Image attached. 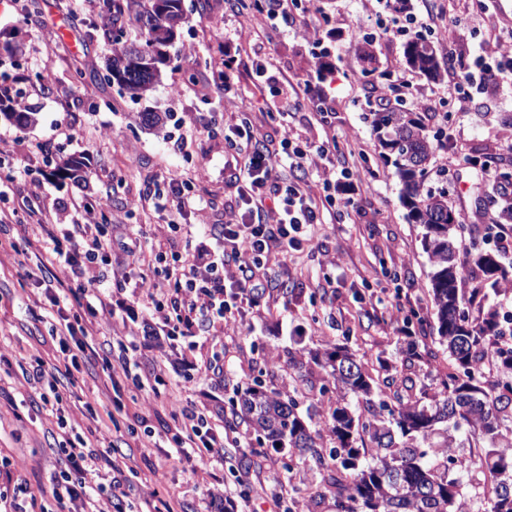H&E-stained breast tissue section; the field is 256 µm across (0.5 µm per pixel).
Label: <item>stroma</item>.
I'll list each match as a JSON object with an SVG mask.
<instances>
[{
	"label": "stroma",
	"instance_id": "1",
	"mask_svg": "<svg viewBox=\"0 0 512 512\" xmlns=\"http://www.w3.org/2000/svg\"><path fill=\"white\" fill-rule=\"evenodd\" d=\"M23 0H0V32L15 33L24 46L17 61L0 62V79L42 74L44 86L23 84L37 115L20 129L0 119V207L16 209L21 224H68L75 218L74 203L103 204L104 222L114 235L130 224L140 225L154 239L171 238L174 251L204 244V228L221 224L235 206V195L224 169V128L249 123L257 138L277 149L285 132L316 143H327L335 157L330 184L337 196L361 189L356 209L321 211L315 225L313 248L293 252L289 275L272 269V281L288 283L287 305L250 314L248 325L224 328L229 352L224 374L208 381L194 378V363L209 358L213 349L203 337L168 339L144 311L113 326L105 315H94L75 305L67 318L84 330L90 341L108 342L109 352L90 364H79L72 383L60 386L62 408L69 423L86 431L90 422L84 404L94 400L100 412H111L105 435L117 460L124 464L131 505L152 494L157 512H208L211 495L231 491L238 512H268L257 494L258 484L274 487L289 481L296 487L297 512H336L333 498L312 507L310 497L321 487L324 471L307 462L286 472L287 451L265 448L250 468L240 466L242 453L234 439L247 427L233 412L237 389L261 379L272 391L291 386L300 411L322 423V385L318 377L297 378L289 363L298 346L322 351L346 345L376 381H390L404 389L407 379H422L427 370L447 372L448 354L437 341L430 321L427 294L430 264L421 246V228L413 224L400 201V184L365 119L379 106L401 100L400 77L419 87L432 108L423 117L431 133L444 143L435 153V169L447 177L427 174L425 186L447 190L453 209L467 218L463 247L483 244V219L497 213L502 180L512 167V142L499 137L512 128V75L504 79L496 97L487 98L470 86L472 110L457 112L455 95L444 82L409 69L404 62V40L378 39L373 43L375 72L362 73L354 51L371 26L384 15L382 0H288L296 21H308L333 31L328 46L329 67L321 78H310L316 47L292 30L267 25L256 10H231L226 0H184V21L170 50L172 63L161 84L140 100L117 87L83 95L75 81L79 69L105 71L112 45L102 36H89L97 18L91 7L69 13L67 0H40L41 12L26 16ZM412 14L423 19L416 32L435 41L440 68L449 54L471 61L480 52L488 31L512 32V0H460L449 13L448 0H408ZM456 26L454 45L437 39L448 24ZM54 28L52 42L43 38ZM233 64L226 89L205 96L222 61ZM264 61L273 82L264 89L253 85L254 61ZM295 91L283 99L279 78ZM160 112L159 127L141 123L144 112ZM496 156L492 181H480L481 165L466 163L469 155ZM79 154L90 164L86 182H60L52 175L59 156ZM186 181L201 206L181 211L174 199L162 209L143 202L146 186L167 176ZM177 232H170V225ZM34 254L0 247V455L21 460L13 474H0V495L12 496L17 485L28 488L26 512H52L49 478L64 458L54 446L58 433L55 415L31 404L32 388L21 368L41 357L47 368H63L48 320L30 307L37 291L32 277ZM409 318L407 333L390 321L393 308ZM134 342L137 361L128 374L112 371L121 346ZM416 345L418 360L408 361L406 350ZM388 368H381L380 359ZM148 378L160 399L148 400L134 388L132 376ZM181 388L185 405L224 425V461L212 473L191 478L188 460L168 458L167 437L179 424L162 396Z\"/></svg>",
	"mask_w": 512,
	"mask_h": 512
}]
</instances>
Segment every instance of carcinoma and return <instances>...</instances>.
<instances>
[{
	"label": "carcinoma",
	"instance_id": "1",
	"mask_svg": "<svg viewBox=\"0 0 512 512\" xmlns=\"http://www.w3.org/2000/svg\"><path fill=\"white\" fill-rule=\"evenodd\" d=\"M182 0H112V22L99 26L112 43V56L100 78L77 80L92 87L97 80L116 85L133 97L152 90L171 63L168 48L183 19ZM141 41L120 39L126 24H140ZM406 64L426 76L439 77L433 42L424 37L409 41ZM0 115L18 127L35 122V113L22 103L19 91L0 84ZM372 132L385 156L393 157L401 183L400 197L408 217L422 228L421 245L431 271L428 295L436 320L439 343L445 347L454 371L426 374L440 390L430 395L426 384L416 394L411 383L404 395L395 390L374 400L373 379L356 355L345 346L324 354L298 351L331 381L336 398L323 409L327 449L311 416L298 411L296 400L268 390L258 379L241 395L245 421L255 434L250 455L270 444L288 449V471L308 459L326 470L323 481L334 497L336 512H512V347L497 341L507 329L493 308L485 307L489 294H500L504 268L493 250L468 253L461 261L458 235L462 227L448 204V193L425 189V178L439 147L421 115L405 108L383 105L369 113ZM88 164L81 155H69L54 167L56 179L85 180ZM470 264L481 273L480 287L466 290L462 268ZM495 349L497 379L477 369L485 353ZM466 433L477 454L448 459ZM375 445L366 455L364 442Z\"/></svg>",
	"mask_w": 512,
	"mask_h": 512
}]
</instances>
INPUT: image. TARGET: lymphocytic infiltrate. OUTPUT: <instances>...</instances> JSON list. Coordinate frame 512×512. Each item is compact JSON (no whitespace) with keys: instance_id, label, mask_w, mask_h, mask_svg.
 I'll use <instances>...</instances> for the list:
<instances>
[{"instance_id":"1","label":"lymphocytic infiltrate","mask_w":512,"mask_h":512,"mask_svg":"<svg viewBox=\"0 0 512 512\" xmlns=\"http://www.w3.org/2000/svg\"><path fill=\"white\" fill-rule=\"evenodd\" d=\"M511 45L512 36L498 35L486 43L482 56L451 65L458 111L470 109L465 85L477 81L492 93L503 70L512 71V54L507 51ZM228 141L230 154L242 159L241 174L231 182L237 190L239 210L230 220L212 227L213 246L169 257L158 242L148 251L137 237L122 245L142 263L167 262L162 279L150 282L141 276L128 282L132 297L141 300L144 311L159 317L169 336L203 334L219 348L224 345L219 324L231 317L246 320L248 313L259 307L270 257L278 256L280 266H287L291 252L311 243L319 203L305 191L302 178L323 175L328 158L324 146L289 134L284 135L278 150H270L255 141L243 125ZM282 166L288 168L289 178L279 174ZM75 213L77 219L72 223L41 227L40 248L48 256L41 270L44 294L60 311L75 301L102 304L106 276L96 273L95 267L112 249L111 239L98 224V210L79 204ZM169 405L181 427L171 440L172 450L196 449L194 472L209 470L224 454L223 429L180 400L170 399ZM58 427L65 432L60 452L67 467L51 479L57 512H126L128 492L119 462L104 464L101 452L81 433L67 432L66 420H59ZM92 471L99 479L94 487L86 480Z\"/></svg>"}]
</instances>
